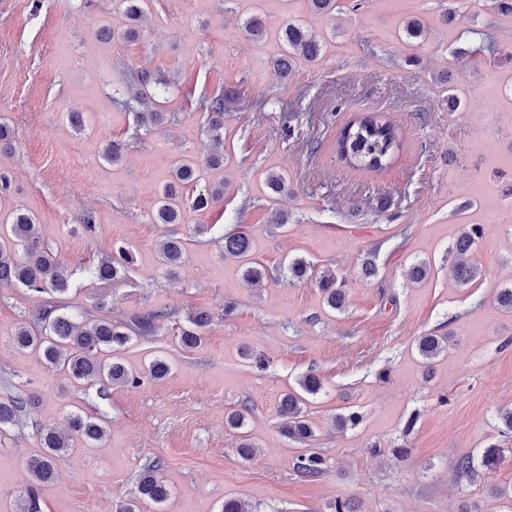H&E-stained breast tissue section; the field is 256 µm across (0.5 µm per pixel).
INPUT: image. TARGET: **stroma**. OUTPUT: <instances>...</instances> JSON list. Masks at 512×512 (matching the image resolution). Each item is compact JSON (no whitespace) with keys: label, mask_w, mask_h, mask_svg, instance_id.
<instances>
[{"label":"stroma","mask_w":512,"mask_h":512,"mask_svg":"<svg viewBox=\"0 0 512 512\" xmlns=\"http://www.w3.org/2000/svg\"><path fill=\"white\" fill-rule=\"evenodd\" d=\"M452 6L461 18L449 27L440 15ZM253 15L264 22L262 36L244 30ZM411 15L432 28L416 47L399 38ZM289 20L313 28L323 49L316 63L296 61L285 82L271 62ZM125 24L118 0H0V122L16 140L15 154L0 155L10 180L0 214L32 213L60 261L76 270L113 244L129 247L136 262L127 283L110 291L113 316L145 308L173 319L158 335L133 338L121 360L145 376L161 357L172 373L145 376L137 388L110 386L103 399L74 386L10 343L34 300L0 288V397L41 396L0 436V512H19L38 428L99 410L108 416L106 438L76 444L42 490L43 512H116L153 463L171 496L161 505L140 501L141 512H220L228 498L258 512H332L339 499L358 512H505L492 489L512 483V436L498 419L512 408V313L497 302L512 287V21L488 0H336L330 17L311 13L307 0H152L135 42L88 38ZM488 43L496 46L490 63L461 58L454 91L462 105L449 111L437 73L450 53ZM410 56L417 65H407ZM128 68L169 82L160 109L177 121L133 136L132 113L112 102ZM227 84L240 86L243 100L224 114V167H202L198 183L225 182L224 202L186 210L176 230L187 253L171 278L158 261L166 228L152 213L173 163L201 162L206 140L203 117L182 92L210 96ZM485 97L492 107H481ZM260 98L267 104L259 111ZM74 111L83 131L70 125ZM359 112L383 113L401 129L403 148L383 175L347 168L332 147ZM115 137L129 144L113 164L104 148ZM270 170L284 175L287 192L270 194ZM89 210L92 235L75 229ZM281 214L283 227L275 222ZM197 224L213 230L195 235ZM470 224L483 228L469 255L480 274L461 286L452 247ZM238 226L253 237L252 261L272 269L302 257L345 279V310H330L311 280L281 274L247 285L242 260L225 256L222 241ZM369 254L378 273L367 280L361 263ZM420 260L430 273L410 282L407 271ZM195 309L213 321L187 352L177 325ZM425 334L448 338L431 366L417 349ZM311 371L324 382L307 408L310 448L325 460L314 480L296 471L300 445L280 434L276 417L281 394ZM346 407L362 420L340 431L334 418ZM241 409L243 431L226 428L225 416ZM245 437L254 446L249 459L237 451ZM492 444L504 450L497 473L458 476L459 458Z\"/></svg>","instance_id":"1"}]
</instances>
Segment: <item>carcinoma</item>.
<instances>
[{
  "label": "carcinoma",
  "instance_id": "obj_1",
  "mask_svg": "<svg viewBox=\"0 0 512 512\" xmlns=\"http://www.w3.org/2000/svg\"><path fill=\"white\" fill-rule=\"evenodd\" d=\"M129 25L120 31L108 26L98 29L97 36L103 41H134L139 35V24L144 18L143 0H120ZM403 33L407 41L425 40L429 33L426 22L416 16L406 18ZM281 38L284 54L272 61V67L283 80H288L298 59L314 63L322 51L316 34L306 26L290 21L284 26ZM454 62L438 77L448 85V107L453 111L460 100L451 86ZM169 84L159 80L148 69L127 71L122 86L115 90L114 102L125 112L136 116L134 135L139 131H151L165 119V113L148 109L153 97H165ZM239 95L235 86H224L214 96L202 97L195 102V109L205 118L204 134L209 140L205 145V163L214 168L224 167V151L217 146L224 141V109ZM401 143L398 127L379 116L368 113L352 117L337 132L333 148L336 155L354 170L382 173L391 167L392 158ZM197 162L181 159L175 162L171 180L165 185L153 214L155 224H180L186 208L206 210L224 199V183L197 190ZM480 236V227L469 226L454 243L460 256L467 255ZM224 253L245 259L243 280L251 285L259 284L267 277V269L259 263H251L248 257L253 250V237L246 231L224 234ZM159 259L167 274L177 272L184 262L185 242L172 233L159 244ZM134 264L133 252L120 244L112 249L97 265L88 269L87 277L102 287H116L124 282ZM287 271L296 281L313 279L332 310L342 309L347 300L346 283L334 273L317 272L315 266L303 258L288 261ZM479 269L471 263L459 262L454 277L460 284L472 282ZM76 272L68 270L57 259L45 242L36 218L27 213H16L12 220L0 226V287H22L34 298L35 305L30 319L20 324L10 342L19 349L35 352L52 371L65 373L74 383L87 388H97L100 398H106L111 385L136 387L141 375L128 370L118 361L117 354L125 349L132 337L154 336L161 323L172 314L165 310H141L122 320L112 319L105 300L93 304L96 314L83 307L74 306L70 299L76 288ZM212 322V316L197 310L187 316V325L179 328V343L185 350L200 346L204 329ZM448 337L424 335L418 338L419 354L432 363L447 352ZM323 389L322 380L314 373H307L297 380V388L285 392L278 405L280 433L293 441L307 443L315 437V430L307 417L309 398ZM40 402L34 392L0 398V432L14 424ZM107 430L103 419L76 413L70 417L68 428L60 431L54 427L40 429L42 452L28 463L30 483L24 492L25 505L21 512H42L41 488L54 482L59 467L69 455L75 443L94 444L102 441ZM502 461V450L491 446L481 455V466L489 473L497 472ZM325 460L317 453L298 456L296 468L305 477L315 478L324 471ZM158 464L147 466L137 481L138 496L120 505L118 512H136L142 499L162 503L168 499L169 490L155 477Z\"/></svg>",
  "mask_w": 512,
  "mask_h": 512
}]
</instances>
